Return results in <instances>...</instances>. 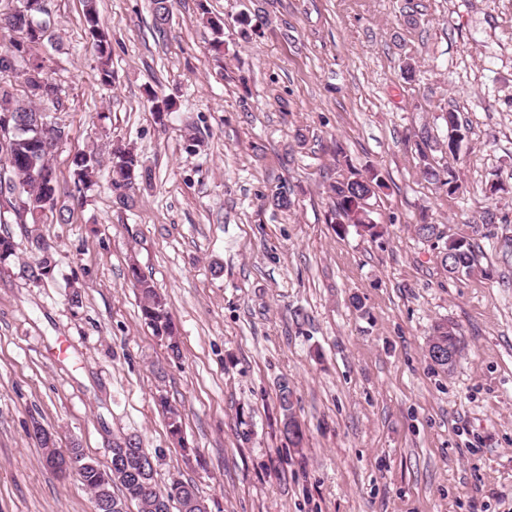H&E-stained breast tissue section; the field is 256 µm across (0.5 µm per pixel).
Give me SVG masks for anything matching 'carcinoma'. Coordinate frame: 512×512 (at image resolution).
Instances as JSON below:
<instances>
[{
  "mask_svg": "<svg viewBox=\"0 0 512 512\" xmlns=\"http://www.w3.org/2000/svg\"><path fill=\"white\" fill-rule=\"evenodd\" d=\"M154 26L162 31L172 17V0H151ZM41 0H15V5L7 12H0L8 22L21 31H27L25 40L0 51V78L7 73L24 69L27 62L43 44V35L36 34L31 23L43 16L39 7ZM84 23L101 64L102 80L106 83L112 79L109 61L112 53L111 37L108 29L101 23L96 0H84ZM155 122L163 125L175 107L169 98H160L154 92L149 94ZM42 98L31 96L24 91L15 92L11 84H0V115L11 114L12 131L0 136V198L6 197L11 207V197L20 194L23 215L16 216L18 224H39L46 216L44 209L48 199L56 195L58 188L55 169L50 164L48 154L42 149V142L37 136L35 112L37 103ZM468 138V128L459 120L456 112H448V139L439 144L427 136L417 143V151L422 165L424 178L434 184L448 187V194L453 195L461 189L459 177L453 168L442 169L434 165L432 153L440 145L448 147V155L454 157L462 143ZM74 187L80 193L87 187L97 172L99 160L93 154L80 153L73 159ZM109 177L115 188L134 187L139 182L151 179V171L133 149L118 146L112 150ZM385 187L383 180L376 173L362 175L351 169L338 175L334 185L330 186L333 195L331 214L337 232L352 226L364 235L372 238L382 236V227L370 217L371 200ZM417 237L426 242L444 241L439 251L442 268L452 276L469 274L479 264L474 238L460 235L444 238V233L437 224H416ZM30 248L37 254L34 266L29 269V277L36 283L54 279L56 261L54 247L41 236L28 240ZM130 280L139 288L142 296L141 318L153 334L167 342L168 355L171 360L182 359V349L176 338V328L164 295L159 293L151 282L142 274L137 264L128 268ZM429 341H437L444 346L461 350V338L455 327L446 323L434 326ZM279 401L282 410L283 433L296 446H301L305 439L302 426L292 412L293 392L284 382L279 386ZM157 405L168 418L169 433L173 441L181 448H186L181 416L167 397L160 394ZM149 452L141 447L135 437H123L112 440L110 465L102 469L96 462L80 473V482L89 490H106L112 500V512H128V505L134 504L137 512H205L204 502L198 496L193 484L174 480L162 488L156 481L155 464L147 459Z\"/></svg>",
  "mask_w": 512,
  "mask_h": 512,
  "instance_id": "1",
  "label": "carcinoma"
}]
</instances>
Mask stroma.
<instances>
[{
    "instance_id": "1",
    "label": "stroma",
    "mask_w": 512,
    "mask_h": 512,
    "mask_svg": "<svg viewBox=\"0 0 512 512\" xmlns=\"http://www.w3.org/2000/svg\"><path fill=\"white\" fill-rule=\"evenodd\" d=\"M48 7L39 54L68 136L36 231L56 271L29 281L27 227L0 217L19 245L0 265V512L94 510L44 465L36 423L103 467L113 438L140 435L159 485L194 484L208 512H512V0H175L162 35L150 0H97L108 85L82 0ZM261 10L266 24L242 25ZM150 88L177 102L166 126ZM450 110L469 128L455 158L434 155L460 178L452 196L416 150L445 139ZM117 143L153 173L125 206ZM82 151L100 166L80 197ZM340 152L386 183L381 237L330 222ZM281 191L290 209L272 205ZM486 207L499 221L476 237L478 270L448 275L414 224L457 236ZM133 262L168 302L179 362L141 320ZM442 321L463 338L448 370L426 354ZM284 382L300 448L280 431ZM160 393L197 455L171 438ZM84 23L88 34L94 41V46L101 64L102 80L109 83L112 72L109 61L112 53V43L109 31L101 23L96 0L84 1Z\"/></svg>"
}]
</instances>
